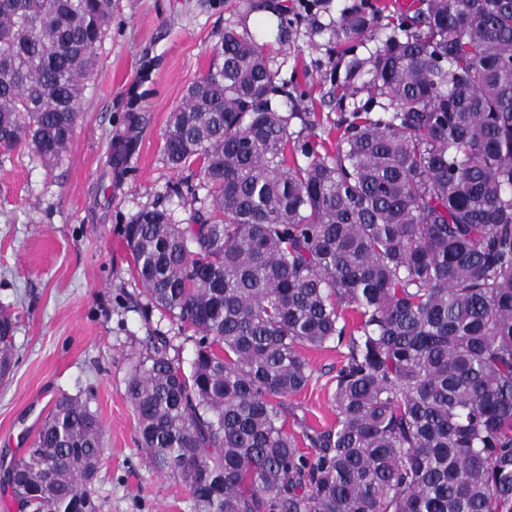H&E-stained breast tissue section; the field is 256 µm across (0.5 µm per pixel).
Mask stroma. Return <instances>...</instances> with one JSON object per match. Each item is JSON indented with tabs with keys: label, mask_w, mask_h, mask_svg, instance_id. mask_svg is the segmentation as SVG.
I'll return each mask as SVG.
<instances>
[{
	"label": "stroma",
	"mask_w": 512,
	"mask_h": 512,
	"mask_svg": "<svg viewBox=\"0 0 512 512\" xmlns=\"http://www.w3.org/2000/svg\"><path fill=\"white\" fill-rule=\"evenodd\" d=\"M278 2L288 12V35L263 46L310 120L309 128L296 120L291 129L331 145L340 112L330 74L339 54L309 28L314 16L328 22L343 0L315 14L312 0ZM242 18L251 33L264 26L243 0H112V25L62 162L46 169L24 148L0 155V308L16 317L14 367L0 378V463L31 447L61 394L80 397L103 426L95 483L101 512H191L185 485L155 473L137 445L126 396L132 367L154 328L173 324L144 320L122 227L158 201L177 221L188 218L189 205L166 195L178 179L162 160L168 118L207 72L225 26ZM131 112L140 118L138 143L115 182L106 173L110 140ZM346 353L333 343L304 349L311 377L284 401L289 431L334 424L330 394Z\"/></svg>",
	"instance_id": "35a3bbf8"
}]
</instances>
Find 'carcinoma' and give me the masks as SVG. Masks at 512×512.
<instances>
[{
  "label": "carcinoma",
  "mask_w": 512,
  "mask_h": 512,
  "mask_svg": "<svg viewBox=\"0 0 512 512\" xmlns=\"http://www.w3.org/2000/svg\"><path fill=\"white\" fill-rule=\"evenodd\" d=\"M376 14L350 0L315 27L342 50L330 149L294 136L307 113L256 38L224 29L164 135L189 223L155 204L123 227L143 317L194 343L185 362L150 337L127 386L148 464L194 512H512V0H411L362 57ZM111 23L112 0H0L3 152L62 161ZM15 325L1 310V378ZM329 342L348 350L336 423L303 432L306 453L283 400L309 382L301 349ZM102 440L63 394L0 484L18 512H100Z\"/></svg>",
  "instance_id": "obj_1"
}]
</instances>
